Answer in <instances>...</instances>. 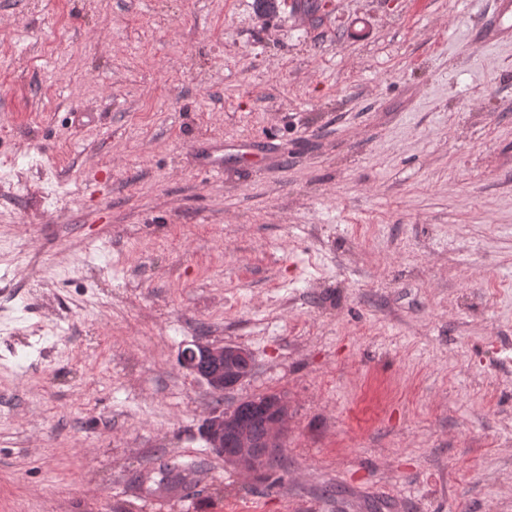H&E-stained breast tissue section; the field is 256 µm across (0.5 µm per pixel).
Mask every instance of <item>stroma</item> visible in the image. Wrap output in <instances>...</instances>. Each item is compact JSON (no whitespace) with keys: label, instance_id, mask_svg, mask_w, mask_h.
<instances>
[{"label":"stroma","instance_id":"stroma-1","mask_svg":"<svg viewBox=\"0 0 512 512\" xmlns=\"http://www.w3.org/2000/svg\"><path fill=\"white\" fill-rule=\"evenodd\" d=\"M0 512H512V0H0ZM180 358L181 367L217 396H223L224 390L236 386L242 376L247 377L251 371L244 372L237 381L231 380L234 376L230 375L239 363L249 362L250 359L247 349L233 343L196 339L182 348ZM226 372L229 375H225ZM281 399L284 398L277 394H264L240 401L231 410L232 414H237V418L245 421V432L253 442L245 439L235 416H231V413L224 414V409L215 408L201 426V432L208 447L214 448L217 454L224 457L228 463L241 470L247 472L265 470L281 454V424L278 421L273 422V436L264 446L257 447L255 443L265 442L270 435L272 424L269 421L272 417L270 409L277 407L278 413H284V408L278 403ZM255 401L259 403L254 404ZM226 439H234L238 448L233 446L232 440H228L224 446ZM225 448H233V450L228 454ZM253 448L264 449L256 451ZM277 461L278 459H275L274 463Z\"/></svg>","mask_w":512,"mask_h":512}]
</instances>
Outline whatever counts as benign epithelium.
<instances>
[{
	"label": "benign epithelium",
	"mask_w": 512,
	"mask_h": 512,
	"mask_svg": "<svg viewBox=\"0 0 512 512\" xmlns=\"http://www.w3.org/2000/svg\"><path fill=\"white\" fill-rule=\"evenodd\" d=\"M249 359V351L240 345L204 339H196L186 344L180 354L181 367L217 396L237 385L231 379L230 373ZM273 428V436L266 442L264 449L257 451L256 444L245 439L243 431L238 427L237 418L216 408L203 421L201 432L208 447L214 449L227 462L241 470L254 472L266 469L281 454V424L275 421ZM228 439L235 440L237 444V448L230 453L224 448Z\"/></svg>",
	"instance_id": "1"
}]
</instances>
